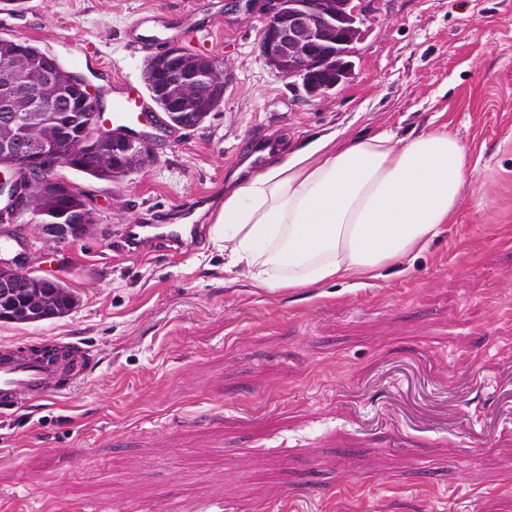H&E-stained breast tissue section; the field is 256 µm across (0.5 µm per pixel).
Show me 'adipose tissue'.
Instances as JSON below:
<instances>
[{"label": "adipose tissue", "mask_w": 512, "mask_h": 512, "mask_svg": "<svg viewBox=\"0 0 512 512\" xmlns=\"http://www.w3.org/2000/svg\"><path fill=\"white\" fill-rule=\"evenodd\" d=\"M465 151L447 132L327 134L271 155L224 193L210 236L256 287L352 286L420 254L461 203Z\"/></svg>", "instance_id": "1"}]
</instances>
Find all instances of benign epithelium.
Returning <instances> with one entry per match:
<instances>
[{
	"mask_svg": "<svg viewBox=\"0 0 512 512\" xmlns=\"http://www.w3.org/2000/svg\"><path fill=\"white\" fill-rule=\"evenodd\" d=\"M264 5L266 19L258 51L265 62L287 65L285 77L304 84L310 97L324 96L346 82L344 75L330 68L332 57L324 52V48L336 44V12L330 0H264ZM149 62L161 78L179 67L192 74L172 93L162 83L155 85L153 94L166 95L170 101L162 125L187 126L188 117L182 109L195 99L202 83L215 90L214 106L223 102L224 70L212 58L173 45L152 56ZM54 71V61L48 56L33 71V112L25 118L18 112L12 86L0 84V234L16 233L23 240L29 234L34 238L48 235L60 239L69 227L36 218L26 223L19 220L27 197L16 189L18 172L26 176L33 172L56 186L57 169L69 168L82 157L105 154L98 150L102 144L130 142L142 152L147 150L146 136L131 128H119L104 118V112L98 110L96 89L84 76L75 73L70 83L56 87L50 95L43 94L41 88L53 82ZM314 71L326 76V81L317 87L310 81ZM33 277L26 262H12L4 285L21 291Z\"/></svg>",
	"mask_w": 512,
	"mask_h": 512,
	"instance_id": "7a95c632",
	"label": "benign epithelium"
}]
</instances>
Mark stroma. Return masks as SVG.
Masks as SVG:
<instances>
[{
  "mask_svg": "<svg viewBox=\"0 0 512 512\" xmlns=\"http://www.w3.org/2000/svg\"><path fill=\"white\" fill-rule=\"evenodd\" d=\"M352 78L313 99L265 65L261 0H26L0 11L87 71L107 109L144 99L140 170L69 168L97 222L27 265L68 315L0 343L71 337L99 356L69 397L0 422V512H512V0H368ZM178 44L224 66V101L159 129L143 82ZM444 130L461 205L414 260L361 288L268 290L204 240L131 252L129 224H206L261 138ZM47 279L37 276L32 282L30 294L35 295L40 293L47 299L45 302L46 308L53 315V318L62 317L74 309L77 305L76 295L71 289L62 281L51 280L50 285L52 288H45Z\"/></svg>",
  "mask_w": 512,
  "mask_h": 512,
  "instance_id": "35a3bbf8",
  "label": "stroma"
}]
</instances>
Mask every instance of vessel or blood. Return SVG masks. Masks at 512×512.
Segmentation results:
<instances>
[{"label":"vessel or blood","instance_id":"obj_1","mask_svg":"<svg viewBox=\"0 0 512 512\" xmlns=\"http://www.w3.org/2000/svg\"><path fill=\"white\" fill-rule=\"evenodd\" d=\"M128 230L138 242L162 237L180 248L196 235L192 224H132ZM96 361L87 346L59 338L0 346V418H10L38 400L70 395Z\"/></svg>","mask_w":512,"mask_h":512}]
</instances>
